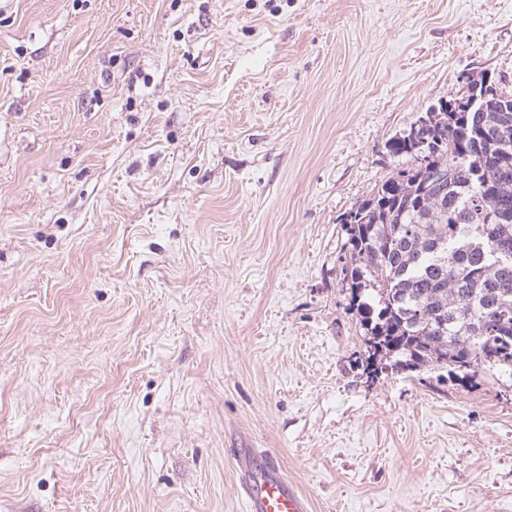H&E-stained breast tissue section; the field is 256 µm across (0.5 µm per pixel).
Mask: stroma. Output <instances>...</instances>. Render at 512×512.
<instances>
[{
    "label": "stroma",
    "mask_w": 512,
    "mask_h": 512,
    "mask_svg": "<svg viewBox=\"0 0 512 512\" xmlns=\"http://www.w3.org/2000/svg\"><path fill=\"white\" fill-rule=\"evenodd\" d=\"M512 0H0V512H512V375L363 372L346 215ZM246 512H309L310 503L284 475L279 461L254 450L230 449Z\"/></svg>",
    "instance_id": "obj_1"
}]
</instances>
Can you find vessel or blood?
Wrapping results in <instances>:
<instances>
[{"instance_id": "b4317fda", "label": "vessel or blood", "mask_w": 512, "mask_h": 512, "mask_svg": "<svg viewBox=\"0 0 512 512\" xmlns=\"http://www.w3.org/2000/svg\"><path fill=\"white\" fill-rule=\"evenodd\" d=\"M245 512H310V503L284 475L279 461L252 450L232 449Z\"/></svg>"}]
</instances>
